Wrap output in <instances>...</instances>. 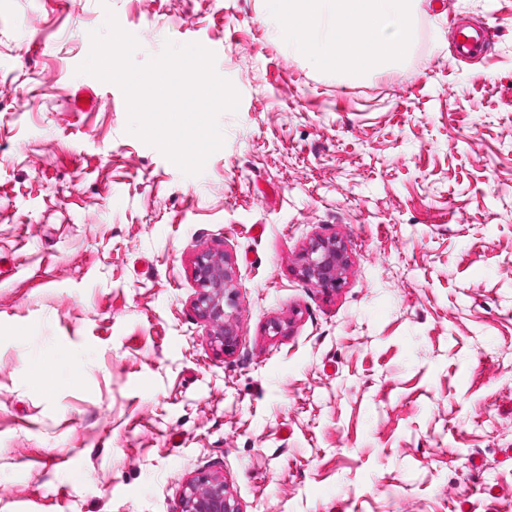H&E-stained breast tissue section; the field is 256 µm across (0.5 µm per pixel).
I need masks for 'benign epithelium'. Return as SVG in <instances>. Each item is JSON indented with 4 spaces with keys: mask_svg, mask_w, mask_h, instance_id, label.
Wrapping results in <instances>:
<instances>
[{
    "mask_svg": "<svg viewBox=\"0 0 512 512\" xmlns=\"http://www.w3.org/2000/svg\"><path fill=\"white\" fill-rule=\"evenodd\" d=\"M347 265L346 252L334 239L312 242L302 256L304 276L324 289L341 285ZM193 275L199 285L195 307L216 327L215 339L224 352L230 353L237 345L234 317L238 308L232 261L226 254L202 253L194 261ZM181 512H240V508L224 478L203 474L186 487Z\"/></svg>",
    "mask_w": 512,
    "mask_h": 512,
    "instance_id": "1",
    "label": "benign epithelium"
}]
</instances>
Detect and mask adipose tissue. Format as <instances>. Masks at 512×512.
<instances>
[{
  "label": "adipose tissue",
  "mask_w": 512,
  "mask_h": 512,
  "mask_svg": "<svg viewBox=\"0 0 512 512\" xmlns=\"http://www.w3.org/2000/svg\"><path fill=\"white\" fill-rule=\"evenodd\" d=\"M416 0H265L288 43L314 63L363 71L395 65L411 39Z\"/></svg>",
  "instance_id": "1"
}]
</instances>
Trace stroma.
Returning a JSON list of instances; mask_svg holds the SVG:
<instances>
[{
  "mask_svg": "<svg viewBox=\"0 0 512 512\" xmlns=\"http://www.w3.org/2000/svg\"><path fill=\"white\" fill-rule=\"evenodd\" d=\"M111 17L139 64L221 47L239 106L200 174L80 72ZM411 24L356 76L263 0H0V512H177L202 473L241 512H512V0ZM319 238L340 288L301 273ZM204 252L233 261L231 354L194 307ZM461 28L455 42L454 50L457 57L469 58L479 52L483 47L486 35L484 31L475 30L474 32L465 31ZM347 265L346 252L336 239L316 240L302 256L304 276L324 289H335L341 285Z\"/></svg>",
  "mask_w": 512,
  "mask_h": 512,
  "instance_id": "stroma-1",
  "label": "stroma"
}]
</instances>
